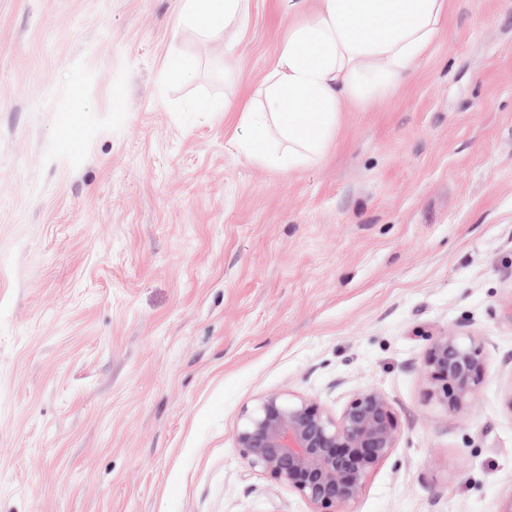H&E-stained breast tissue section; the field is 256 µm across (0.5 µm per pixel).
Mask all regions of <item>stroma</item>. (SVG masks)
<instances>
[{"label": "stroma", "instance_id": "1", "mask_svg": "<svg viewBox=\"0 0 512 512\" xmlns=\"http://www.w3.org/2000/svg\"><path fill=\"white\" fill-rule=\"evenodd\" d=\"M180 4L0 0V512H312L245 469L241 411L366 386L403 435L351 512H501L512 0H448L409 81L291 170L240 146L282 0L229 46ZM451 329L489 376L449 418L419 364Z\"/></svg>", "mask_w": 512, "mask_h": 512}]
</instances>
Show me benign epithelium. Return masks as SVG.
<instances>
[{
	"instance_id": "1",
	"label": "benign epithelium",
	"mask_w": 512,
	"mask_h": 512,
	"mask_svg": "<svg viewBox=\"0 0 512 512\" xmlns=\"http://www.w3.org/2000/svg\"><path fill=\"white\" fill-rule=\"evenodd\" d=\"M419 370L425 400L456 415L488 378L484 343L446 331L431 342ZM402 433L391 400L373 387L351 392L337 413L314 397L277 393L243 409L235 448L248 471L287 486L313 512H345L398 447Z\"/></svg>"
}]
</instances>
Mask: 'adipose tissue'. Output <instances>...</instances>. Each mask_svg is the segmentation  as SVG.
<instances>
[{"label": "adipose tissue", "mask_w": 512, "mask_h": 512, "mask_svg": "<svg viewBox=\"0 0 512 512\" xmlns=\"http://www.w3.org/2000/svg\"><path fill=\"white\" fill-rule=\"evenodd\" d=\"M248 0H183V13L206 37L232 34ZM295 22L272 61L258 107L244 109L246 152L265 159L258 139L276 127L288 140L285 165L320 155L343 104L372 106L396 92L427 60L448 18V0H288Z\"/></svg>", "instance_id": "ef3b65f1"}]
</instances>
